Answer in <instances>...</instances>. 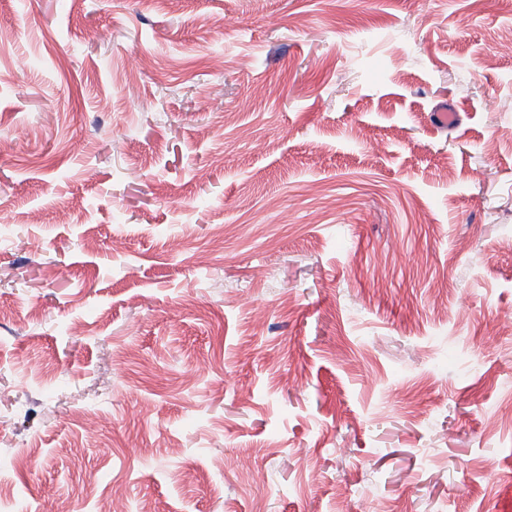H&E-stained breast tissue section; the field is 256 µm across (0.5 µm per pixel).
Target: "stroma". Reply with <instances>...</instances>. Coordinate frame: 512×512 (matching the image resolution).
I'll return each instance as SVG.
<instances>
[{
    "mask_svg": "<svg viewBox=\"0 0 512 512\" xmlns=\"http://www.w3.org/2000/svg\"><path fill=\"white\" fill-rule=\"evenodd\" d=\"M508 32L512 0H0V501L512 512Z\"/></svg>",
    "mask_w": 512,
    "mask_h": 512,
    "instance_id": "obj_1",
    "label": "stroma"
}]
</instances>
